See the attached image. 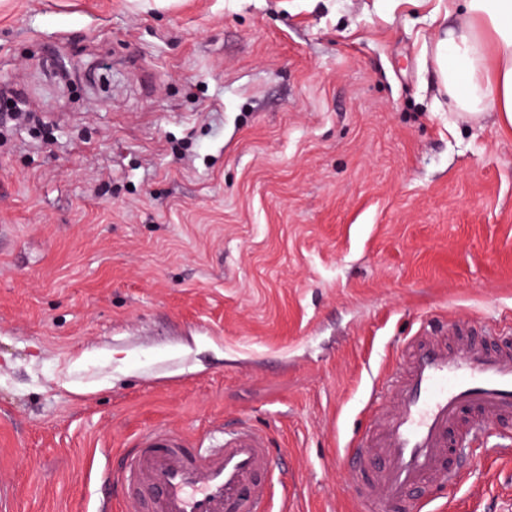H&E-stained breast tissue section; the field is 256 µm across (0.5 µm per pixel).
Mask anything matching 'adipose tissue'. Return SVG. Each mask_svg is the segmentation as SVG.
Here are the masks:
<instances>
[{
  "label": "adipose tissue",
  "mask_w": 512,
  "mask_h": 512,
  "mask_svg": "<svg viewBox=\"0 0 512 512\" xmlns=\"http://www.w3.org/2000/svg\"><path fill=\"white\" fill-rule=\"evenodd\" d=\"M454 26L435 45L441 89L459 118L512 127V0H448Z\"/></svg>",
  "instance_id": "adipose-tissue-1"
}]
</instances>
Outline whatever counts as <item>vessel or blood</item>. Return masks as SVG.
<instances>
[{
    "label": "vessel or blood",
    "instance_id": "obj_1",
    "mask_svg": "<svg viewBox=\"0 0 512 512\" xmlns=\"http://www.w3.org/2000/svg\"><path fill=\"white\" fill-rule=\"evenodd\" d=\"M406 346L404 372L380 382L393 408L374 407L366 444L349 451L358 460H382L371 493L382 505L421 484L457 479L458 467L447 461L448 432L461 414L471 415L466 444L488 424L512 417V335L452 345L445 327L431 325ZM268 444L267 434L243 419L225 428L218 444L197 448L152 428L127 454L125 472L107 469L103 476L127 485L125 512H268L279 485Z\"/></svg>",
    "mask_w": 512,
    "mask_h": 512
}]
</instances>
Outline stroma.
<instances>
[{
    "label": "stroma",
    "mask_w": 512,
    "mask_h": 512,
    "mask_svg": "<svg viewBox=\"0 0 512 512\" xmlns=\"http://www.w3.org/2000/svg\"><path fill=\"white\" fill-rule=\"evenodd\" d=\"M448 0H0V512H124L146 430L265 432L288 512H500L345 461L429 320L512 328V130L458 119Z\"/></svg>",
    "instance_id": "1"
}]
</instances>
